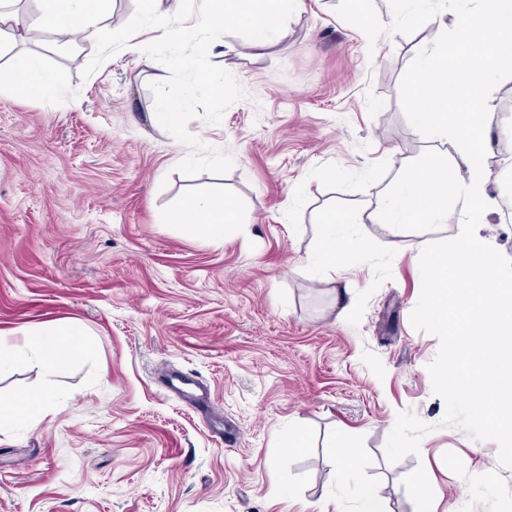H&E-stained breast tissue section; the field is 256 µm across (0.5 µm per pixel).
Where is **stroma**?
Segmentation results:
<instances>
[{"mask_svg":"<svg viewBox=\"0 0 512 512\" xmlns=\"http://www.w3.org/2000/svg\"><path fill=\"white\" fill-rule=\"evenodd\" d=\"M440 31L397 19L394 0H302L267 46L226 34L209 58L248 99L190 134L227 152L224 174L178 171L188 148L159 123L162 64L141 0H112L104 27L60 46L17 41L56 93L0 86V342L69 319L85 346L69 364L0 368V398L45 390L32 428H0V512H358L379 485L387 512H415L413 473L435 512H512V469L496 442L442 426L428 364L440 342L415 330L422 288L411 256L453 227L401 237L390 279L357 264L311 275L315 212L376 200L425 150L406 119L401 79ZM483 228L512 258V78L494 91ZM221 195L224 237L184 235L168 214ZM363 316L349 324L357 295ZM432 430L419 455H385L399 413ZM352 434L353 473L331 443ZM307 448H286L299 434ZM494 476L484 479L485 467Z\"/></svg>","mask_w":512,"mask_h":512,"instance_id":"35a3bbf8","label":"stroma"}]
</instances>
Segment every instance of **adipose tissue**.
Here are the masks:
<instances>
[{
    "instance_id": "adipose-tissue-1",
    "label": "adipose tissue",
    "mask_w": 512,
    "mask_h": 512,
    "mask_svg": "<svg viewBox=\"0 0 512 512\" xmlns=\"http://www.w3.org/2000/svg\"><path fill=\"white\" fill-rule=\"evenodd\" d=\"M40 3L39 12L29 22V31H49L65 38L75 32L99 29L108 0H40ZM170 221L179 225L185 235L204 230L212 238L220 239L224 236L225 225L235 223L236 213L227 202L197 196L183 202ZM82 344L83 330L79 324L55 322L27 330V353H0V364L22 362L31 357L53 370L68 363ZM49 400L50 394L46 391L1 399L0 427L38 423Z\"/></svg>"
}]
</instances>
